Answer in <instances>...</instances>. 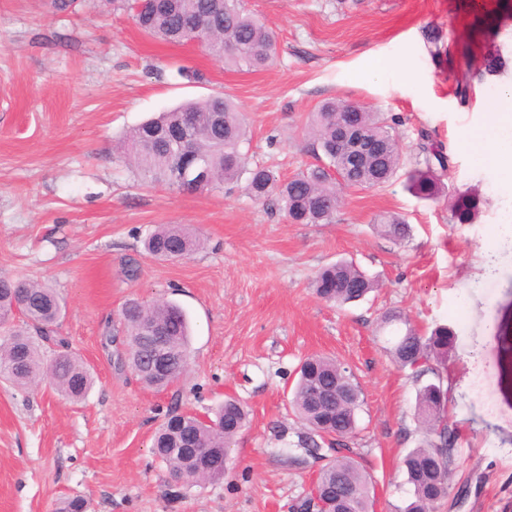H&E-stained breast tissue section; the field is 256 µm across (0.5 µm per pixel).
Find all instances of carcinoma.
<instances>
[{
	"label": "carcinoma",
	"mask_w": 512,
	"mask_h": 512,
	"mask_svg": "<svg viewBox=\"0 0 512 512\" xmlns=\"http://www.w3.org/2000/svg\"><path fill=\"white\" fill-rule=\"evenodd\" d=\"M137 0H104L106 6L123 7L132 12L138 28L146 35L169 43L194 40V29L205 21L208 30L203 47L226 65L248 70L268 66L277 54V39L267 25L248 13L241 0H158L152 12L136 11ZM352 124L379 150L367 154L360 166L348 170L346 161H336V140L340 127ZM313 139L317 164L287 179L263 166H251L241 145L246 128L237 105L213 95L184 102L129 132L124 162L150 184L165 185L187 193L178 180L173 154L180 139H187L190 154L205 164L206 184L202 191L221 189L226 184L245 180V189L257 200L274 199L278 209L299 224H332L340 205L336 174L346 173L345 185L375 187L388 182L401 162V153L393 127L379 113L363 105L329 99L310 112L307 123ZM419 150L425 155V167L408 175L407 188L415 196L434 200L440 193L439 173L447 171L450 157L442 144L427 132H421ZM449 209L455 224H472L479 217L480 201L469 190L457 192ZM380 232L396 243L409 237L410 227L396 215L376 220ZM202 247L199 237L180 224H160L144 240L148 255L164 261H180ZM359 282L360 288L349 284ZM314 292L327 303L342 307L364 299L378 283L353 262L341 260L323 267L315 277ZM64 302L45 282L0 277V321L19 313L38 335L15 330L0 339V379L27 388L47 379L68 398L82 399L93 385V377L84 364L68 349L59 351L46 363L39 342L56 333ZM125 327L127 361L137 378L150 388H165L184 372L188 358L189 321L186 313L171 301L152 304L136 298L121 309ZM381 325L395 327L389 348L391 359L411 371L419 382L426 375L434 381L417 389L415 415L422 428V439L402 459L411 498L403 512H435L450 496L452 473L459 434L446 419L450 389L443 384L440 367L455 340L454 330L437 324L424 333L401 311L384 313ZM155 328L167 336L175 353V362L167 377L152 374L143 362V330ZM345 379L352 402L336 407V401L317 402L318 390L336 391V380ZM297 418L308 432L301 443L310 456L321 462L316 489L319 500H336L335 512H371V479L338 445L348 442L357 431V411L361 390L346 377L334 359L313 355L300 365L298 380L289 401ZM247 412L233 399L224 400L210 423L193 414H176L161 425L154 440L155 453L166 463L170 475L188 485L224 476V459L236 436L244 427ZM329 448L333 454L322 453Z\"/></svg>",
	"instance_id": "obj_1"
}]
</instances>
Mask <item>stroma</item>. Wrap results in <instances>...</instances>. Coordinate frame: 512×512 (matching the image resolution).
I'll return each instance as SVG.
<instances>
[{
  "instance_id": "obj_1",
  "label": "stroma",
  "mask_w": 512,
  "mask_h": 512,
  "mask_svg": "<svg viewBox=\"0 0 512 512\" xmlns=\"http://www.w3.org/2000/svg\"><path fill=\"white\" fill-rule=\"evenodd\" d=\"M277 34L274 65L241 71L200 45L142 33L122 9L91 0H0V275L56 289L66 313L45 359L68 345L95 384L77 403L50 386L0 382V512H57L73 497L86 512H296L320 468L299 445L288 401L301 359L334 358L361 391L354 457L372 481L375 512L408 498L402 457L418 446L417 385L387 351L383 312L413 325L454 327L443 370L462 441L452 491L436 512H512V244L493 230L512 216V191L467 141L489 112V93L512 79V0H243ZM500 53L495 75L484 60ZM203 74L181 78L178 67ZM474 94L460 104L456 82ZM220 92L238 106L250 163L290 177L315 164L306 123L320 102L344 99L395 122L402 164L384 186L342 189L331 224H292L244 183L182 195L148 186L119 157L129 132L187 101ZM451 163L446 197L406 188L423 166L420 132ZM476 191L473 224L450 223L448 197ZM401 217L395 244L375 219ZM160 224H185L204 241L189 258L142 249ZM495 251L496 274L480 267ZM346 259L378 281L339 308L312 287ZM139 269L128 278L129 266ZM131 297L178 303L192 327L188 366L162 391L120 361L119 312ZM249 411L222 479L175 482L154 455L168 414L210 413L225 398Z\"/></svg>"
}]
</instances>
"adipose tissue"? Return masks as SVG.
<instances>
[{
    "mask_svg": "<svg viewBox=\"0 0 512 512\" xmlns=\"http://www.w3.org/2000/svg\"><path fill=\"white\" fill-rule=\"evenodd\" d=\"M476 156L491 155L500 180L512 186V81L498 86L486 123L471 134Z\"/></svg>",
    "mask_w": 512,
    "mask_h": 512,
    "instance_id": "obj_1",
    "label": "adipose tissue"
}]
</instances>
